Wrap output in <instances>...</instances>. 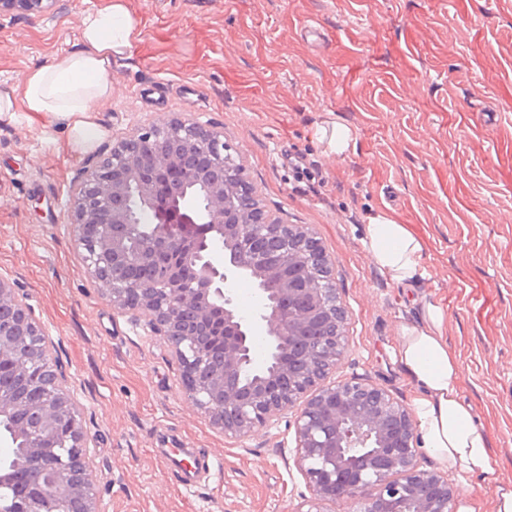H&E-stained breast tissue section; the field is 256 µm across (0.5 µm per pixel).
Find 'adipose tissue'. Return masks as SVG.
Segmentation results:
<instances>
[{"label": "adipose tissue", "instance_id": "adipose-tissue-1", "mask_svg": "<svg viewBox=\"0 0 512 512\" xmlns=\"http://www.w3.org/2000/svg\"><path fill=\"white\" fill-rule=\"evenodd\" d=\"M137 39L124 0H105L84 15L76 49L0 90V115L23 110L62 122L73 149L90 147L101 134L95 114L112 100V61ZM366 237L368 260L392 280L411 283L424 276L423 246L405 225L380 213L371 217ZM447 318L442 305L427 304L421 324L401 326L396 356L418 389L413 415L421 448L459 478L461 512H480L467 479L488 473V444L459 396V361L448 347Z\"/></svg>", "mask_w": 512, "mask_h": 512}]
</instances>
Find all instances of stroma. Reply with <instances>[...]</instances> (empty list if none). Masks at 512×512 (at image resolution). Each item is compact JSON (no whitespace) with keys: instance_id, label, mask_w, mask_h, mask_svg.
<instances>
[{"instance_id":"35a3bbf8","label":"stroma","mask_w":512,"mask_h":512,"mask_svg":"<svg viewBox=\"0 0 512 512\" xmlns=\"http://www.w3.org/2000/svg\"><path fill=\"white\" fill-rule=\"evenodd\" d=\"M102 0L0 13V87L76 49ZM140 38L112 65V102L92 150L63 123L0 117V274L52 331L97 437L106 512H293L307 494L288 421L225 440L180 388L145 316L121 315L92 283L67 232L69 187L114 135L179 113L202 116L243 158L261 204L312 227L349 310L337 377L358 373L411 404L393 356L425 303L448 310L461 396L491 448L472 478L490 505L512 485V0H126ZM356 140L325 155L314 129ZM385 212L423 243L424 278L399 284L365 258ZM211 464L178 484L183 449Z\"/></svg>"}]
</instances>
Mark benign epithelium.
<instances>
[{"instance_id":"7a95c632","label":"benign epithelium","mask_w":512,"mask_h":512,"mask_svg":"<svg viewBox=\"0 0 512 512\" xmlns=\"http://www.w3.org/2000/svg\"><path fill=\"white\" fill-rule=\"evenodd\" d=\"M59 0H0L28 13ZM153 215L149 231L142 217ZM69 228L87 276L117 313L139 311L180 367V386L224 438L241 443L294 414L296 462L311 496L295 512H457L448 476L420 462L410 409L364 376L330 379L349 345L334 262L304 224H283L256 197L224 132L171 116L116 136L70 187ZM152 264L145 284L129 267ZM243 277L257 306L240 312ZM267 365L252 378L254 344ZM55 342L28 295L0 275V360L18 387L0 389V420L18 444L0 467V512H102L83 405L53 358ZM39 365L46 396L23 392Z\"/></svg>"}]
</instances>
